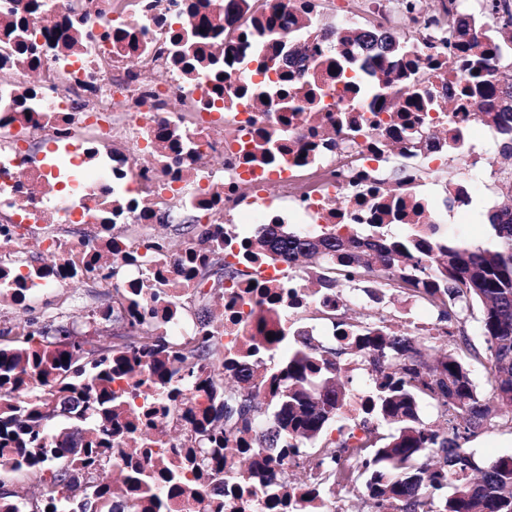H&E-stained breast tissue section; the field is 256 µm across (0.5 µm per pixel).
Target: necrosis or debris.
I'll return each instance as SVG.
<instances>
[{
	"mask_svg": "<svg viewBox=\"0 0 512 512\" xmlns=\"http://www.w3.org/2000/svg\"><path fill=\"white\" fill-rule=\"evenodd\" d=\"M301 2L263 0L261 10L228 23L224 0H202V12L222 26L209 46L226 61L219 94L208 67L188 74L172 63L176 34L196 22L183 0H46V12L30 24L41 67L0 69V212L9 215L0 224V298L30 308L91 276L101 287L129 293L137 313L163 335H197L180 299L196 289L194 272L206 248L164 247L151 263L141 258L144 241L154 238L163 220L184 212L218 227L229 261L247 273L245 280L225 282L221 322L211 330L225 353L255 350L273 366L279 354L266 349L257 331L263 316L272 331L349 342L353 328L300 321V314L316 308L338 313L356 307L399 319L416 333L437 334L440 326L423 299L404 298L383 313L370 289L321 287L295 266L270 258L266 225L291 224L307 235L333 228L358 233L379 206L392 203L396 174L403 180V226L437 238L449 213L472 208L479 188L461 180L434 204L425 162L458 159L488 170L496 163L473 136L476 104L458 91L462 74L439 67L447 43L415 47L371 70L359 43L346 37L348 28L362 23L360 14L343 17L318 37L305 26ZM365 2L384 29L406 18L422 31L430 18L424 0ZM264 13L287 15L281 51L289 70H305L315 85L312 97L295 100L285 124L276 96L260 90L266 50L256 22ZM65 15L78 23L83 44L58 51L44 32ZM118 28L144 43L139 60L114 47L110 33ZM329 54L355 68L357 80L316 69ZM411 69L423 71L442 109L404 111L396 81ZM159 71L168 74L161 85L154 78ZM33 85L41 89L37 111H17L18 97ZM36 140L51 142L60 163L31 151ZM35 247L53 252L56 262L22 263ZM336 435L348 446L336 457L330 494L316 503L299 487L285 486L279 458L266 449L258 483L237 487L232 477L241 453L228 442L224 512H259L260 499L281 492L297 502V512H360L369 495L353 470L364 433L345 426Z\"/></svg>",
	"mask_w": 512,
	"mask_h": 512,
	"instance_id": "necrosis-or-debris-1",
	"label": "necrosis or debris"
}]
</instances>
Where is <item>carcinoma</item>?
Masks as SVG:
<instances>
[{"label":"carcinoma","instance_id":"cac0c4a2","mask_svg":"<svg viewBox=\"0 0 512 512\" xmlns=\"http://www.w3.org/2000/svg\"><path fill=\"white\" fill-rule=\"evenodd\" d=\"M434 19L455 42L452 67L466 62L464 95L488 100L481 122L499 132L498 153L512 158V83L500 80V70L472 54L468 40L470 22L454 10L453 0ZM39 0H22L15 14L0 21V29L14 42L17 59L36 68L39 55L28 34L30 18L40 9ZM186 8L198 17L194 32L177 36L185 41L178 63L185 70L209 60L218 72L217 91L224 94V71L207 53L215 24L200 13V0H187ZM267 32L264 73L276 74L280 95L302 88L303 76L288 71L278 46L284 16L274 13L260 21ZM351 36L368 51L375 63L412 52L411 42L371 24L359 25ZM57 38L70 48L78 42L72 19L58 23ZM113 42L133 53L138 40L118 30ZM399 92L407 112L438 107L425 79L402 76ZM374 234L342 237L334 232L304 236L287 224L266 229L273 256L295 262L310 271L333 268L329 286L350 280L356 271L367 275L377 266L391 270L393 295L407 291L438 310L439 319L452 323L450 336H421L411 330H393L378 319L360 327L349 348L336 347L307 336L282 331L266 343L283 354L273 372L258 366L230 368L224 362V345L211 336L209 320L198 317L203 335L173 343L141 318L125 312V296L116 292L103 312L119 325L120 334L109 345L85 336L68 348L57 343L75 331L55 320L29 318L0 329V458L14 460L15 473L33 471L39 497L29 501L9 488L0 476V512H165L173 501L190 510L200 502L198 480L211 486L210 509L224 512V445L232 438L238 447L250 448V433L261 417L262 406L273 409L259 435L261 448H277L280 458L292 454L303 459L295 481L312 473L333 477L336 449L346 444L333 432L342 421V408L350 396L349 379L337 371L336 359L364 350L373 356L376 371L366 412L355 426L370 429L365 451L355 465V479L368 476L365 488L375 498L394 500L400 512H512V457L483 461L468 443L490 429L512 432V205L489 215L496 243L474 246L466 241H429L407 235L393 238L376 216ZM188 245H206L212 233L206 224L188 226ZM224 264V249L213 246L197 271L195 299L208 304L203 290L205 275ZM480 305V335L490 362L485 395L472 379L465 358H476L467 332L474 305ZM456 348L440 357L448 340ZM67 360H62V357ZM180 364L179 374L189 387L207 394L209 405L194 414L182 399L163 409L179 420L193 415L195 447L186 449L182 465L162 457L145 467L136 462L126 469L124 489L116 492L107 468L112 465V443L125 444L136 455L153 444L140 432L145 412L126 394L112 390V375L141 366L158 390L170 386L168 366ZM431 404L438 422L420 418L419 404ZM387 425L391 432L380 431Z\"/></svg>","mask_w":512,"mask_h":512}]
</instances>
